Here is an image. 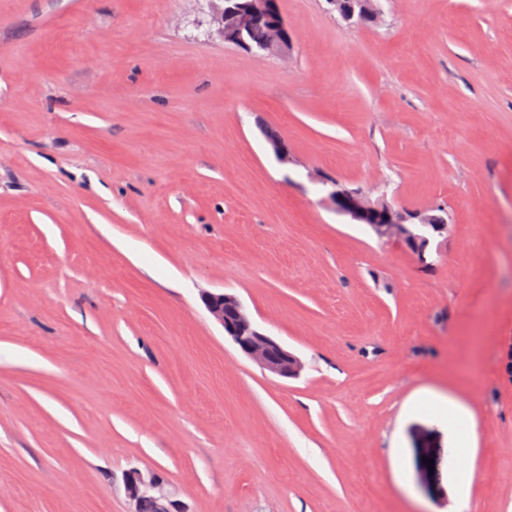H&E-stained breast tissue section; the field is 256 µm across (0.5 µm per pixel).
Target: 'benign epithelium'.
<instances>
[{"label": "benign epithelium", "mask_w": 512, "mask_h": 512, "mask_svg": "<svg viewBox=\"0 0 512 512\" xmlns=\"http://www.w3.org/2000/svg\"><path fill=\"white\" fill-rule=\"evenodd\" d=\"M271 24L273 35L264 46V52L284 53L294 43L295 36L288 27L278 0H224L218 17L224 41L243 50H251L248 32L257 22ZM327 186L326 198L336 211L356 223L376 217L371 229L382 240L397 241L410 246L417 260L427 263L426 254L431 241L447 238L452 224L431 226L427 235L414 231L413 226L424 223L420 211H405L380 196L376 199L360 191L347 190L334 178H320ZM202 301L213 320L224 330L238 349L262 369L283 379H295L303 369L301 360L273 336L262 331L234 295L208 292ZM125 495L131 504L130 512H189L185 505L173 498L164 478L156 472L144 473L137 468L123 477Z\"/></svg>", "instance_id": "1"}]
</instances>
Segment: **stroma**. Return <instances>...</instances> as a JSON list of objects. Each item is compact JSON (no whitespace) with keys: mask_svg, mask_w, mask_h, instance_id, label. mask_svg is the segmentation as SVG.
Returning a JSON list of instances; mask_svg holds the SVG:
<instances>
[{"mask_svg":"<svg viewBox=\"0 0 512 512\" xmlns=\"http://www.w3.org/2000/svg\"><path fill=\"white\" fill-rule=\"evenodd\" d=\"M220 5L0 0V512H128L132 468L190 512H456L463 447L470 512H512V0H281L259 56ZM319 173L447 204L446 245L420 267ZM217 20L224 41L246 51L252 50L248 32L253 24L261 21L273 28L264 53H284L294 43L295 36L279 9L278 0H224ZM202 301L213 320L238 349L262 369L283 379H295L303 369L301 360L273 336L262 331L234 295L208 292ZM224 306L232 317L224 316Z\"/></svg>","mask_w":512,"mask_h":512,"instance_id":"35a3bbf8","label":"stroma"}]
</instances>
